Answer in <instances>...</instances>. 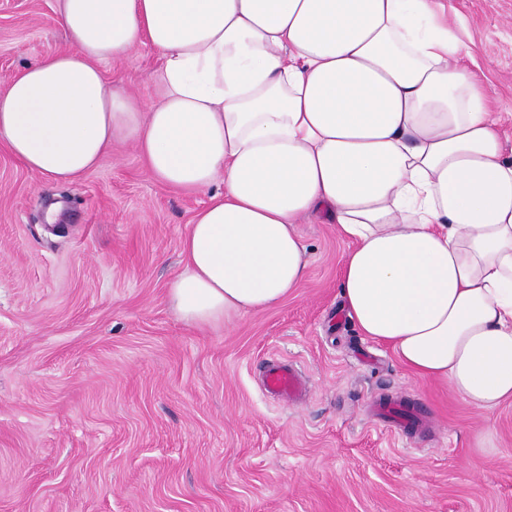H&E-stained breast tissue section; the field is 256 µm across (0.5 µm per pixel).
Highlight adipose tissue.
<instances>
[{"label": "adipose tissue", "instance_id": "ef3b65f1", "mask_svg": "<svg viewBox=\"0 0 512 512\" xmlns=\"http://www.w3.org/2000/svg\"><path fill=\"white\" fill-rule=\"evenodd\" d=\"M69 51L0 93V141L70 181L113 141L209 193L167 301L227 325L308 274L297 226L350 244L342 297L364 336L491 413L512 402V161L445 0H56ZM161 53L158 101L99 62ZM223 191H214L216 181Z\"/></svg>", "mask_w": 512, "mask_h": 512}]
</instances>
